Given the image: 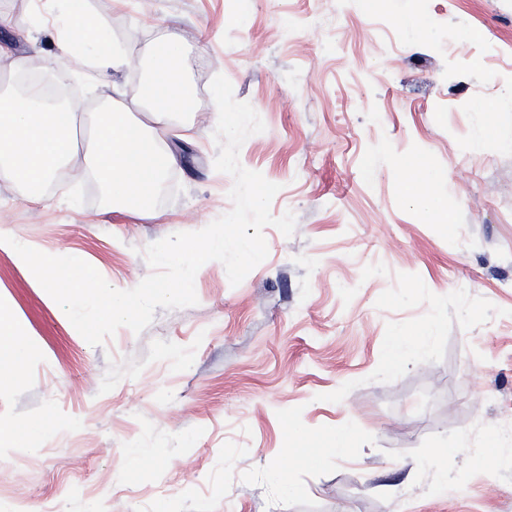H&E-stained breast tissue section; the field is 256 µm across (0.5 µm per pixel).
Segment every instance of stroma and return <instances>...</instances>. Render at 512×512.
<instances>
[{
  "mask_svg": "<svg viewBox=\"0 0 512 512\" xmlns=\"http://www.w3.org/2000/svg\"><path fill=\"white\" fill-rule=\"evenodd\" d=\"M0 0V42L44 72L56 33ZM135 58L176 27L194 109L153 211L108 205L79 163L32 204L0 183V233L113 287L142 251L229 212L210 82L265 129L241 165L278 184L266 259L239 285L196 274V305L93 346L11 252L0 299L20 365L0 364V500L27 512H512V0H90ZM498 57L486 62L479 38ZM454 40L469 55L445 49ZM97 111L94 77L57 81ZM405 336L424 348L394 360ZM350 431L343 455L330 449ZM467 435L458 446L459 435ZM37 449H29L26 436ZM288 469V484L268 468ZM449 491H437L441 479Z\"/></svg>",
  "mask_w": 512,
  "mask_h": 512,
  "instance_id": "stroma-1",
  "label": "stroma"
}]
</instances>
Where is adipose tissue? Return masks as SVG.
<instances>
[{
	"label": "adipose tissue",
	"mask_w": 512,
	"mask_h": 512,
	"mask_svg": "<svg viewBox=\"0 0 512 512\" xmlns=\"http://www.w3.org/2000/svg\"><path fill=\"white\" fill-rule=\"evenodd\" d=\"M54 2L58 39L46 58L47 69L62 68L79 54L103 82L108 71L133 66L119 43L84 23L83 0ZM148 69L144 101L128 105L110 99L99 111L79 114L17 86L27 58L0 44V181L20 187L25 199L37 202L45 185L78 159L113 208L135 216L147 213L172 162L168 139L183 130L180 118L193 107L176 33L153 43Z\"/></svg>",
	"instance_id": "1"
}]
</instances>
